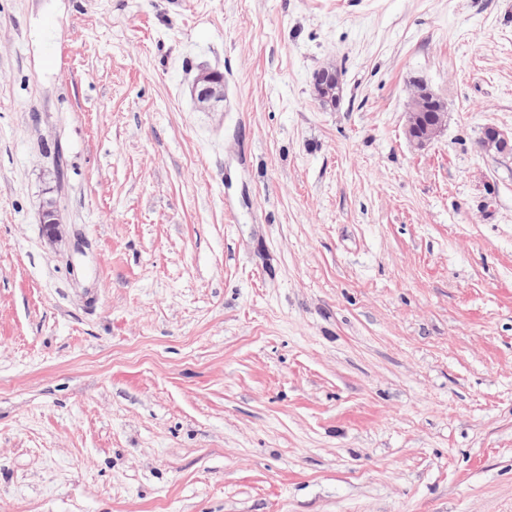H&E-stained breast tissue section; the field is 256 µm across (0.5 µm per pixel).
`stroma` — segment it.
Listing matches in <instances>:
<instances>
[{
    "mask_svg": "<svg viewBox=\"0 0 512 512\" xmlns=\"http://www.w3.org/2000/svg\"><path fill=\"white\" fill-rule=\"evenodd\" d=\"M489 125L512 0H0V512H512ZM193 92L204 109L218 110L224 102V83L212 72H204L198 76ZM418 82L410 89L405 135L409 143L417 149L428 146L443 130L447 119V103L434 93L427 84H423L422 93L429 104L431 112H426V105L418 95ZM421 112L427 113L424 118Z\"/></svg>",
    "mask_w": 512,
    "mask_h": 512,
    "instance_id": "obj_1",
    "label": "stroma"
}]
</instances>
